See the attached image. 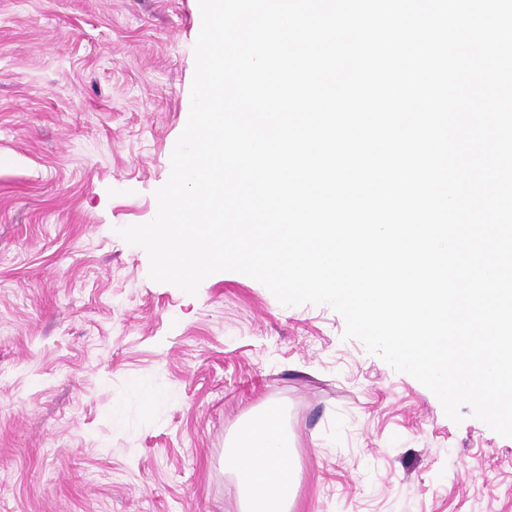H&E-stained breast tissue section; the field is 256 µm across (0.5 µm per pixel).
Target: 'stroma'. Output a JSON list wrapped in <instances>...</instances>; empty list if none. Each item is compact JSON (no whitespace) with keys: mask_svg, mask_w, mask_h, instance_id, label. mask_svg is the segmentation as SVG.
<instances>
[{"mask_svg":"<svg viewBox=\"0 0 512 512\" xmlns=\"http://www.w3.org/2000/svg\"><path fill=\"white\" fill-rule=\"evenodd\" d=\"M200 28L198 0H0V512H240L225 444L269 405L290 512H512V438L329 306L188 295L119 235L157 212Z\"/></svg>","mask_w":512,"mask_h":512,"instance_id":"35a3bbf8","label":"stroma"}]
</instances>
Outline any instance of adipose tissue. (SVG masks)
<instances>
[{
  "instance_id": "1",
  "label": "adipose tissue",
  "mask_w": 512,
  "mask_h": 512,
  "mask_svg": "<svg viewBox=\"0 0 512 512\" xmlns=\"http://www.w3.org/2000/svg\"><path fill=\"white\" fill-rule=\"evenodd\" d=\"M294 448L269 410L225 451L224 466L236 476L244 512H286L295 490Z\"/></svg>"
}]
</instances>
